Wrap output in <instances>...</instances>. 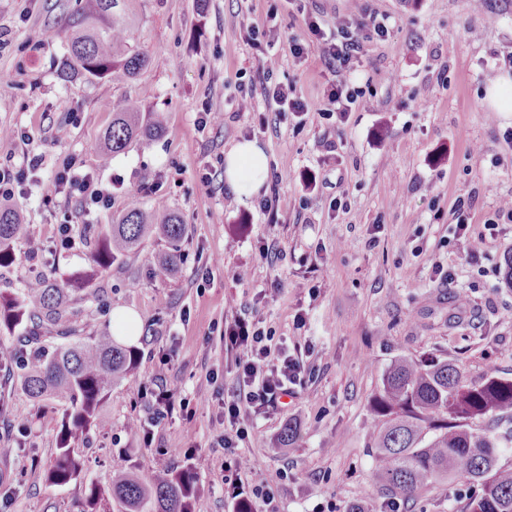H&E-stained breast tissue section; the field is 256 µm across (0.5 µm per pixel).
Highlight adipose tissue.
Returning <instances> with one entry per match:
<instances>
[{"label":"adipose tissue","mask_w":512,"mask_h":512,"mask_svg":"<svg viewBox=\"0 0 512 512\" xmlns=\"http://www.w3.org/2000/svg\"><path fill=\"white\" fill-rule=\"evenodd\" d=\"M268 160L257 142L236 143L224 156V177L237 198L256 194L268 177Z\"/></svg>","instance_id":"1"}]
</instances>
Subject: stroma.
I'll return each mask as SVG.
<instances>
[{"label": "stroma", "instance_id": "1", "mask_svg": "<svg viewBox=\"0 0 512 512\" xmlns=\"http://www.w3.org/2000/svg\"><path fill=\"white\" fill-rule=\"evenodd\" d=\"M76 3L0 0V127L21 134L0 143V168L41 158L11 206L47 246L39 268L21 256L0 268V296L11 298L37 270L60 285L92 273L90 295L75 296L57 331L91 336L110 327L113 310H131L139 322L129 345L139 359L73 441L81 474L65 486L46 473L69 402L29 399L24 368L0 366V512H79L85 486L109 487L114 470L146 478L182 467L198 478L194 512H234L219 441L238 353L220 332L237 320L274 330L304 378L283 407L250 419L236 450L250 461L244 483L270 488L281 512H382L388 497L375 477L369 404L391 363L439 358L472 383L491 370L512 378V224L490 237L484 228L512 195V111L496 110L486 94L512 71V0L480 9L474 0H368L389 34L365 41L354 59L346 80L359 96L343 118L316 108L337 77L306 22L335 30L354 0H118L147 67L132 78L116 68L104 80L66 83L58 77L66 41L41 33ZM271 18L281 32L272 47L260 35ZM295 42L302 57L290 51ZM271 53L279 65L269 78L262 61ZM270 79L313 111L299 119L277 110L265 92ZM246 95L253 109L242 112ZM130 97L146 117H161L165 132L103 157L111 110ZM205 110L223 113V125L200 127ZM246 139L264 149L271 177L257 195L232 202L224 155ZM69 161L111 190V209L85 214L55 193V174ZM146 179L157 193L140 191ZM471 194L469 237L486 238L475 260L453 218L457 199ZM157 202L187 226L179 274L160 271V238L92 272L100 232ZM66 221L81 244L60 251L55 230ZM438 265L452 268V284L435 283ZM241 268L243 282L234 278ZM158 382L177 406L148 438L132 437L131 423L153 414L148 393ZM288 423L297 432L284 445ZM466 503L461 483H434L399 512H465Z\"/></svg>", "mask_w": 512, "mask_h": 512}]
</instances>
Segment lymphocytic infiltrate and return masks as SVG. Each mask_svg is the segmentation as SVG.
Segmentation results:
<instances>
[{"mask_svg": "<svg viewBox=\"0 0 512 512\" xmlns=\"http://www.w3.org/2000/svg\"><path fill=\"white\" fill-rule=\"evenodd\" d=\"M359 29L372 30L380 37L388 32L386 24L364 8L359 9L357 18L337 21V38L321 46L325 58L337 71L349 70L352 59L360 52L361 44L355 35ZM54 189L56 193L81 203L89 201L106 206L112 200L111 193L95 189L91 173L79 171L70 164L64 165L56 173ZM223 337L228 348L244 346L248 349L247 355L238 358L236 363L242 389L225 395L223 400L226 429L222 443L224 449L231 453L225 469L238 475L247 470L248 462L243 457L233 455L232 450L238 441L247 438L248 419L267 414L283 396L297 394L301 385V364L289 354L284 343L275 342L272 330L258 323L226 325Z\"/></svg>", "mask_w": 512, "mask_h": 512, "instance_id": "obj_1", "label": "lymphocytic infiltrate"}]
</instances>
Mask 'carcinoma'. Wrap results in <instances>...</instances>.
I'll use <instances>...</instances> for the list:
<instances>
[{"instance_id": "carcinoma-1", "label": "carcinoma", "mask_w": 512, "mask_h": 512, "mask_svg": "<svg viewBox=\"0 0 512 512\" xmlns=\"http://www.w3.org/2000/svg\"><path fill=\"white\" fill-rule=\"evenodd\" d=\"M117 0H81L66 13L62 26L49 31L65 34L67 51L59 64V78L103 80L120 66L134 77L148 65L143 52L128 47L123 18L112 9ZM141 106L128 99L112 111L100 149L105 156L124 151L134 139L159 135V122H143ZM186 224L167 207L131 209L102 234L91 262L99 270L134 251L144 240L163 237L171 251L159 259L166 274L177 271L178 244ZM29 235L28 226L9 207H0V266L15 260L13 247ZM87 279L73 278L71 287L53 284L44 276L29 280L20 293L0 300V323L26 318L44 323L52 319L73 293L85 291ZM138 354L115 342L103 330L86 342L67 343L34 355L24 381L33 400L46 396L65 398L72 404L60 430L49 480L66 485L78 479L80 465L71 442L91 423L94 412L115 383L130 377ZM371 411L377 422L371 448L377 461L376 477L388 493L411 500L429 483L467 484L466 512H512V468L500 465L512 449V378L489 373L479 384L469 383L460 369L440 359L410 361L400 358L390 365L374 395ZM489 414L506 416L509 426L478 430L474 421ZM197 475L189 468L167 469L148 478L128 471L112 476L107 491L85 487L79 512H192Z\"/></svg>"}]
</instances>
